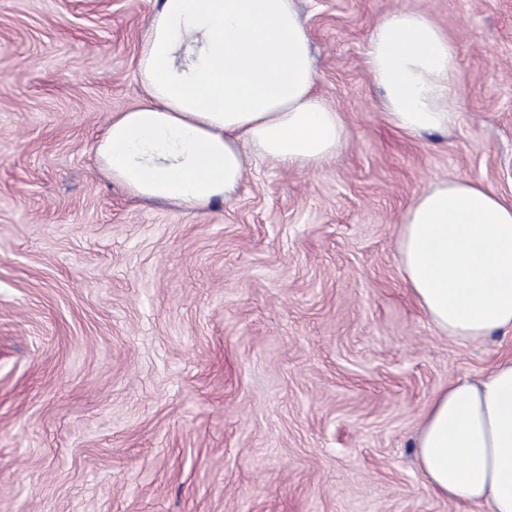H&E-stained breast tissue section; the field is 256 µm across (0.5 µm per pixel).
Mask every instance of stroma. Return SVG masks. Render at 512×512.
Here are the masks:
<instances>
[{
    "instance_id": "1",
    "label": "stroma",
    "mask_w": 512,
    "mask_h": 512,
    "mask_svg": "<svg viewBox=\"0 0 512 512\" xmlns=\"http://www.w3.org/2000/svg\"><path fill=\"white\" fill-rule=\"evenodd\" d=\"M295 2L348 144L309 171L250 158L194 212L92 150L144 97L155 0H0V512H467L413 435L512 338L439 333L397 239L435 182L512 200V0ZM402 7L457 48L448 133L383 119L366 51Z\"/></svg>"
}]
</instances>
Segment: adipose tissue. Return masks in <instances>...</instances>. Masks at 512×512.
<instances>
[{"label": "adipose tissue", "mask_w": 512, "mask_h": 512, "mask_svg": "<svg viewBox=\"0 0 512 512\" xmlns=\"http://www.w3.org/2000/svg\"><path fill=\"white\" fill-rule=\"evenodd\" d=\"M365 64L393 128L418 136L454 126L457 49L425 12L378 21ZM138 77L145 99L114 114L93 151L145 201L205 208L237 194L249 156L305 171L348 143L341 113L315 91L295 0H157ZM397 251L411 298L445 336L512 333V201L477 178L439 181L404 211ZM414 448L438 497L512 512V357L440 388Z\"/></svg>", "instance_id": "1"}]
</instances>
